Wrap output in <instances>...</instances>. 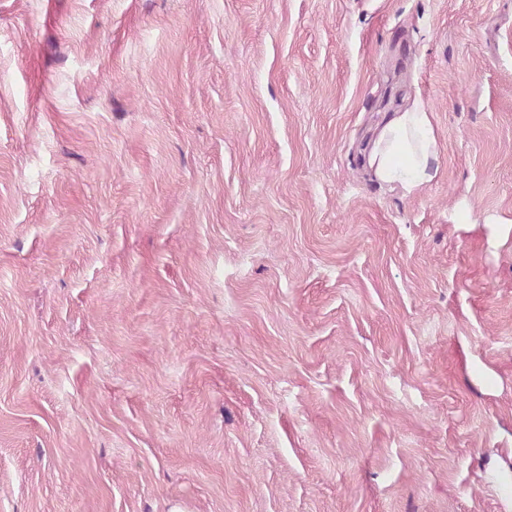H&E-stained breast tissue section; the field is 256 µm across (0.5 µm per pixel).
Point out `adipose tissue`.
<instances>
[{"label":"adipose tissue","mask_w":512,"mask_h":512,"mask_svg":"<svg viewBox=\"0 0 512 512\" xmlns=\"http://www.w3.org/2000/svg\"><path fill=\"white\" fill-rule=\"evenodd\" d=\"M438 153L428 113L413 104L391 116L374 132L364 154V166L382 183L413 192L430 180V167Z\"/></svg>","instance_id":"1"}]
</instances>
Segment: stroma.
Wrapping results in <instances>:
<instances>
[{"instance_id":"obj_1","label":"stroma","mask_w":512,"mask_h":512,"mask_svg":"<svg viewBox=\"0 0 512 512\" xmlns=\"http://www.w3.org/2000/svg\"><path fill=\"white\" fill-rule=\"evenodd\" d=\"M0 512H512V0H0ZM438 153L428 112L418 103L391 116L374 132L364 166L382 183L399 184L412 193L430 180Z\"/></svg>"}]
</instances>
